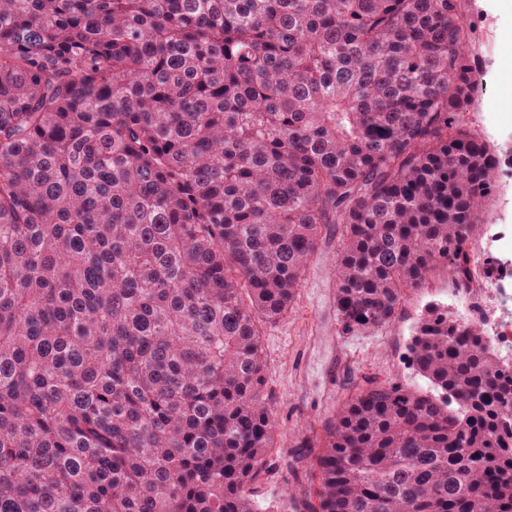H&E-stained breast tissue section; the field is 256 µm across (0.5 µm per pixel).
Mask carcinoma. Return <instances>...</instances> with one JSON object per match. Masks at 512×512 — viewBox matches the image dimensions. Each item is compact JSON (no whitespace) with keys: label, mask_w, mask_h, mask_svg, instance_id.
<instances>
[{"label":"carcinoma","mask_w":512,"mask_h":512,"mask_svg":"<svg viewBox=\"0 0 512 512\" xmlns=\"http://www.w3.org/2000/svg\"><path fill=\"white\" fill-rule=\"evenodd\" d=\"M464 0H0V512H263L261 327L472 281L502 158ZM278 512H512V368L428 301Z\"/></svg>","instance_id":"carcinoma-1"}]
</instances>
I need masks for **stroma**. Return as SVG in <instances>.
Masks as SVG:
<instances>
[{
    "mask_svg": "<svg viewBox=\"0 0 512 512\" xmlns=\"http://www.w3.org/2000/svg\"><path fill=\"white\" fill-rule=\"evenodd\" d=\"M467 9L474 53L484 72L479 101L467 120L507 160L496 202L487 214L485 251L497 265L503 296L512 298V99L500 94L508 78L500 56L504 43L512 40V7L506 0H467ZM337 248L336 230L328 228L293 308L262 329L267 385L281 432L269 456L273 470L261 489L260 500L269 508L278 505L286 485L303 475L305 465L295 457L297 440L319 436L323 420L361 377L375 376L415 389L427 386L411 368L407 343L430 296L447 298V275L437 274L426 288L407 291L396 319L386 329L341 336L336 331L335 281L330 273Z\"/></svg>",
    "mask_w": 512,
    "mask_h": 512,
    "instance_id": "stroma-1",
    "label": "stroma"
}]
</instances>
